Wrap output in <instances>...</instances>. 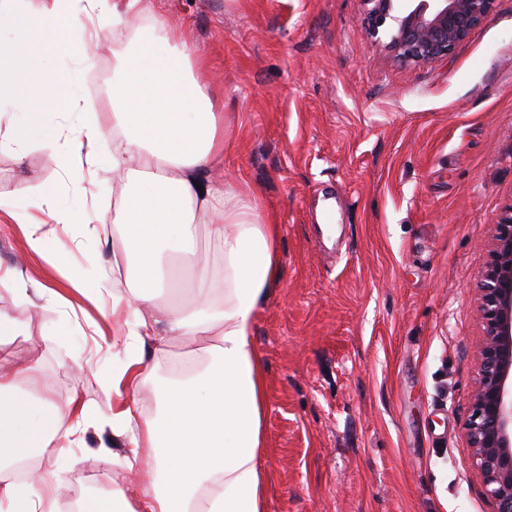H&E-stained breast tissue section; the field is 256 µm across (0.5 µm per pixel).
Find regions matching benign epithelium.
<instances>
[{"mask_svg":"<svg viewBox=\"0 0 512 512\" xmlns=\"http://www.w3.org/2000/svg\"><path fill=\"white\" fill-rule=\"evenodd\" d=\"M366 30L406 63L448 56L492 9L494 0H364ZM479 377L466 438L492 499L512 512V204L496 226L490 259L478 283Z\"/></svg>","mask_w":512,"mask_h":512,"instance_id":"1","label":"benign epithelium"}]
</instances>
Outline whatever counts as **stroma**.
I'll list each match as a JSON object with an SVG mask.
<instances>
[{
	"mask_svg": "<svg viewBox=\"0 0 512 512\" xmlns=\"http://www.w3.org/2000/svg\"><path fill=\"white\" fill-rule=\"evenodd\" d=\"M176 18L209 65L215 107L233 148L213 178L253 189L281 229V275L255 319L268 406L259 462L266 512H492L464 435L476 378V282L512 204V0L447 57L404 64L366 32L364 0H153ZM119 45L99 30L86 67L67 55L104 134L101 109ZM61 207L97 215L94 233L27 212L60 240L63 267L30 252L9 202L24 185ZM112 169L74 182L48 150L0 153V270L41 282L20 302L0 283V311L21 335L0 343V367L39 360L55 401L78 394L111 415L112 295L135 276L101 283L112 266ZM82 287H74L73 275ZM204 339L145 350L154 372L147 414L174 359ZM98 427L56 448L42 467L66 481L89 473L96 494L129 476L99 460Z\"/></svg>",
	"mask_w": 512,
	"mask_h": 512,
	"instance_id": "1",
	"label": "stroma"
}]
</instances>
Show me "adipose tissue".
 Instances as JSON below:
<instances>
[{
    "label": "adipose tissue",
    "instance_id": "1",
    "mask_svg": "<svg viewBox=\"0 0 512 512\" xmlns=\"http://www.w3.org/2000/svg\"><path fill=\"white\" fill-rule=\"evenodd\" d=\"M150 10L151 0H44L21 13L15 0H0V53L21 64L0 88V115L12 116L0 152L21 160L30 147L47 149L77 180L79 164L110 162L119 187L112 242L120 259L137 265L128 294L112 299L126 356L112 370L118 404L111 420L90 414L74 395L59 404L20 391L19 381L36 380L38 360L0 370V512H58L59 473L34 467L18 480L5 464L37 448L80 444L87 427L107 422L113 445L127 450L123 467L140 479L82 499L79 512L266 510L270 486L258 452L267 399L253 331L279 281L280 227L254 194L205 178L213 157L231 147L224 118L207 80L193 75L194 47ZM91 14L111 21L113 41L131 35L137 42L134 53L117 58L108 140L75 79L53 67L65 52L87 56L86 39L66 42L65 29ZM51 112L70 116L66 130L46 126ZM63 138L69 149L61 153ZM202 225L221 256L219 270H198L189 307L158 306L166 252L190 248ZM200 336L215 342L189 353L192 370L171 379L162 414H146L140 392L150 372L142 349L162 353L173 338Z\"/></svg>",
    "mask_w": 512,
    "mask_h": 512
}]
</instances>
